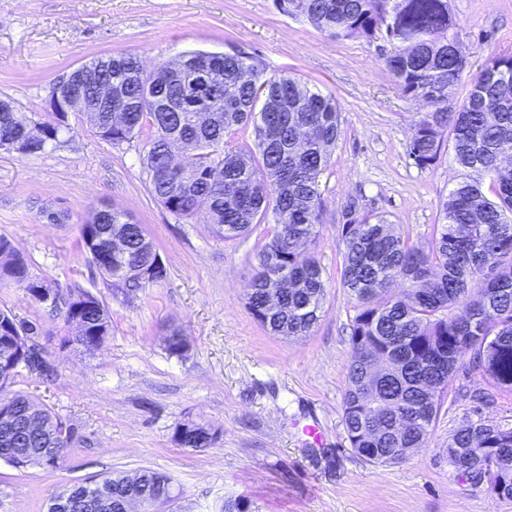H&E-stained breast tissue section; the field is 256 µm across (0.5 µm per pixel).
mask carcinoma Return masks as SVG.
Returning a JSON list of instances; mask_svg holds the SVG:
<instances>
[{"mask_svg":"<svg viewBox=\"0 0 512 512\" xmlns=\"http://www.w3.org/2000/svg\"><path fill=\"white\" fill-rule=\"evenodd\" d=\"M336 39L365 38L390 46L384 62L403 93L426 99L411 134L410 156L421 167L434 164L443 144L460 180L441 204L431 242L415 244L395 225L359 214L347 205L341 225V284L354 297L352 354L347 370L342 421L355 450L377 449L375 464L404 461L406 451L427 440L450 382L468 364L495 388L512 392V55H493L472 79L466 102L456 108L453 90L466 62L450 51L455 26L448 0H279ZM207 80L171 74L173 62L143 73L141 59L121 54L100 58V81L123 88L117 104L131 109L129 120L105 127L85 117L102 139L130 144L147 135L144 164L154 198L171 214L189 219L208 213L215 233L234 239L270 217L274 223L257 252L256 271L246 292L254 319L276 336H306L320 318L326 293L323 269L298 240L317 236L323 200L320 176L341 135L335 100L283 74L268 77L261 64L239 53L193 51ZM235 83V100L217 111L208 102L217 85ZM176 107L156 112L151 96ZM19 112L0 99V149L21 155L44 152V143L70 131L51 112L22 140L15 138ZM253 125L252 144L235 147L231 135ZM189 143L191 161L172 164L171 132ZM124 231L122 258L99 265L110 286L125 299L165 280L166 265L144 227L125 211L90 212L81 226L85 252L107 229ZM31 292L53 288L35 280L12 239L0 236V283ZM278 309L261 318L267 297ZM88 330L107 336L111 316L96 298L82 308ZM20 410L33 411L51 426L64 424L45 405L20 392ZM41 434L23 436L11 453L29 466L57 468L38 452ZM448 463L475 485L488 473L496 495L512 499V426L480 420L459 427L448 441ZM125 473L102 479L122 496L133 490L155 506L174 500L171 478L143 469L135 488Z\"/></svg>","mask_w":512,"mask_h":512,"instance_id":"1","label":"carcinoma"}]
</instances>
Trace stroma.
Segmentation results:
<instances>
[{
  "mask_svg": "<svg viewBox=\"0 0 512 512\" xmlns=\"http://www.w3.org/2000/svg\"><path fill=\"white\" fill-rule=\"evenodd\" d=\"M468 63L454 88L463 103L492 54H512V0H449ZM188 50L241 52L266 75H293L335 99L341 136L321 177L322 222L311 250L327 293L307 336L268 334L246 307L255 254L267 228L231 241L204 215L180 220L151 192L139 145H115L69 116L71 132L40 154L0 149V234L33 278L80 287L108 308L112 328L88 353L62 345L72 330L24 288L0 285V309L41 323L51 379L21 374L14 388L75 431L60 468L18 469L0 460V512H47L75 482L153 469L174 479L165 512H222L243 496L259 512H512V499L461 478L448 441L471 420L512 423V393L474 370L448 387L425 447L399 464L371 463L351 448L342 422L355 301L340 284L341 226L349 202L386 218L420 244L432 239L442 201L459 177L447 156L428 167L409 155L424 107L388 72L382 44L335 39L279 11L274 0H0V98L39 119L55 82L94 59L139 56L146 65ZM117 208L143 224L167 277L124 299L81 243L92 210ZM61 216L49 223L47 213ZM179 332L182 354L166 338ZM188 419L219 431L205 449L176 445ZM319 422L326 445L303 429Z\"/></svg>",
  "mask_w": 512,
  "mask_h": 512,
  "instance_id": "obj_1",
  "label": "stroma"
}]
</instances>
